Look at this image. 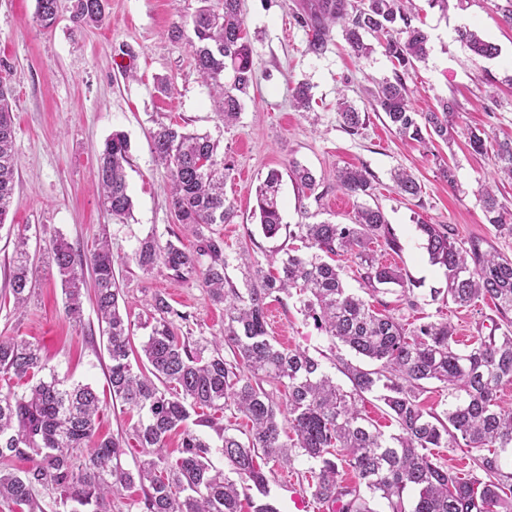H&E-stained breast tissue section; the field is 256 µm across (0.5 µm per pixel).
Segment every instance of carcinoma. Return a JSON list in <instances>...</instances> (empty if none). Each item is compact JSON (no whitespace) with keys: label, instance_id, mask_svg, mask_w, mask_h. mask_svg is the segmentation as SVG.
<instances>
[{"label":"carcinoma","instance_id":"cac0c4a2","mask_svg":"<svg viewBox=\"0 0 512 512\" xmlns=\"http://www.w3.org/2000/svg\"><path fill=\"white\" fill-rule=\"evenodd\" d=\"M192 18L196 69L210 87L224 124L235 122L256 77L253 50L242 16L241 0H221L214 9L202 0ZM58 0H36V21L54 26ZM72 21L99 26L105 21L102 0H75ZM415 15L404 0H366L358 8L351 0H310L307 11L295 16L308 29V53L325 52L332 27L342 26L343 38L358 59L368 57L370 35L381 41L394 61V76L371 91L372 106L382 111L398 136L426 147L440 140L450 144L458 112L453 100H441L427 112L408 104L405 75L429 53L428 36L414 24ZM475 59H493L499 47L475 31L459 32ZM10 88L0 81V224L11 207L18 172L14 153V123ZM294 106L310 108V88L291 89ZM337 109L345 131L355 135L366 123V113L341 99ZM219 144L207 134H193L174 125L151 133V149L169 172L171 204L184 231L198 238L187 251L154 235L139 241L132 260L144 271L166 268L173 280L197 279L211 302L224 306V335L208 339L180 336L175 319L188 316L168 300L153 296L149 303L154 324L140 346L143 369L131 363V322L120 310L122 288L116 277L112 244L103 235L87 254H80L62 238L46 244L49 265L56 268L66 299L67 313L81 318L87 283L84 266L91 267L96 313L107 337L108 387L112 398L138 413L133 428L143 458L130 469L124 463L129 441L123 436L101 438L97 420L103 406L89 385L66 384L47 369L39 347L16 336H0V459L28 457L33 464L16 473L0 471V502L39 512H111L112 495L135 483L143 498L129 503L137 512H278L266 501L269 480L265 468L286 467L298 457L313 460L318 470L309 489L329 512H376L373 502L385 501L389 512H512V410L497 401L499 388L512 383V258L482 250L481 243H463L438 224H420L429 259L445 269L446 287L435 294L460 306L490 298L506 321L479 337L463 351L456 348L455 330L446 321H430L413 329L401 319L375 310L363 297L380 287H399L409 308L418 296L407 274L375 259L370 245L378 239L389 249L401 245L380 207L359 206L355 222L321 221L298 224L290 236L300 239L306 253L288 249L276 260L274 275L258 264L243 262L245 287L226 277L227 260L221 240L206 234L214 224H231L234 206L224 197V179L230 165L218 152ZM127 136L116 131L99 154L98 181L101 205L116 220L131 215L125 165L129 163ZM497 171L512 178V140L497 143ZM292 178L315 190L313 173L296 162ZM393 180L400 194L416 197L421 185L407 171ZM336 181L348 195L374 194L370 173L346 167ZM282 175L270 171L257 191L259 223L265 236L282 229ZM487 222L509 227L493 189L480 191ZM346 253L358 266L363 294L347 288L339 266L328 259ZM33 290L32 268L24 245L15 250L9 288L4 300L27 303ZM299 293L304 311L332 344H341L368 359L364 368L339 357L337 362L352 384L345 391L323 370L321 361L306 349L279 347L269 336L265 312L275 293ZM229 348L233 360L224 358ZM49 371L50 377L40 376ZM443 384L454 402L446 409H427L420 402L425 384ZM284 387L277 399L266 386ZM377 394L399 433L385 437L362 414L358 401ZM233 406L251 423L246 437L228 432L215 414ZM205 426L223 441L224 462L237 476L233 480L211 461L210 442L192 426ZM182 436L179 457L171 459L166 442ZM462 439L479 451L475 465L482 475L464 480L438 462L433 448H447ZM347 465L358 482L339 480V465ZM49 495L47 508L35 493Z\"/></svg>","mask_w":512,"mask_h":512}]
</instances>
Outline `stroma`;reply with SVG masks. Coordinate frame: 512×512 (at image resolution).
<instances>
[{
	"mask_svg": "<svg viewBox=\"0 0 512 512\" xmlns=\"http://www.w3.org/2000/svg\"><path fill=\"white\" fill-rule=\"evenodd\" d=\"M103 2L105 22L79 27L71 21L72 0H59L58 22L45 30L35 20V0H0V81L12 90L18 158L14 200L0 226V295L8 287L9 264L21 237L27 241L34 285L26 307L0 305V336L33 342L59 377L92 386L106 405L100 434L130 432L136 418L109 393L106 339L92 302L84 303L81 322L67 317L60 280L43 254L46 240L63 236L85 254L99 234L108 233L123 288L121 309L131 320L134 344L150 332L147 305L157 294L188 315L193 335L224 332V310L199 282L174 281L162 267L145 272L131 260L140 239L153 234L164 242L181 230L171 206L169 174L156 163L150 145L151 131L162 124L209 134L231 165L224 194L235 207L234 224L214 225L213 232L223 239L226 233L234 235L233 243L224 246L234 283L242 281L240 254L264 266L275 250L301 246L286 231L265 237L254 215L256 190L270 170L284 174L282 217L289 227L323 220L353 223L359 200L339 188L336 171L354 166L373 175L375 191L368 203L382 208L401 244L394 252L375 243L373 254L411 277L421 307L403 310L395 292L378 294V302L409 323L424 317L448 321L462 348L489 333L499 317L491 301L460 307L432 298L446 278L443 268L430 263L418 226L442 224L458 240H479L512 255V232L488 224L479 201L482 186L494 180L493 155L475 154L467 144L472 129L493 139L512 137V25L497 14L496 0H452L444 12L429 7L427 0H413L417 24L430 37V52L406 79L410 105L419 112L441 99L460 105L453 146H439L434 154L399 139L384 112L372 109L369 89L394 71L381 45H374L368 58L356 59L337 28L322 55L307 53V31L294 20L307 0H242L256 82L230 126L214 110L187 39L168 34L173 23L191 20L200 0ZM464 28L497 44L499 56L471 60L458 38ZM127 68L132 77L124 76ZM162 83L168 92L159 91ZM299 83L310 88L311 111L293 106L289 89ZM342 97L369 115L358 134L341 127L336 102ZM116 130L130 143L127 183L133 209L121 221L103 211L95 178L98 150ZM441 154L454 171V182L440 173ZM292 161L312 170L315 191L287 177ZM401 169L419 181V197L397 192L393 175ZM267 308L268 331L277 345L322 355L326 372L349 387L335 361L350 358V351L333 346L301 311L296 296L280 294ZM314 466L300 457L270 474V495L279 512H296L292 495Z\"/></svg>",
	"mask_w": 512,
	"mask_h": 512,
	"instance_id": "stroma-1",
	"label": "stroma"
}]
</instances>
